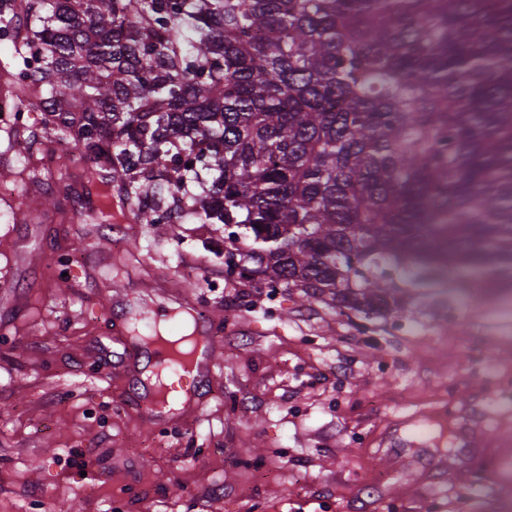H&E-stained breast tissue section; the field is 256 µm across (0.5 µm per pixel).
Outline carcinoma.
Returning a JSON list of instances; mask_svg holds the SVG:
<instances>
[{
	"mask_svg": "<svg viewBox=\"0 0 512 512\" xmlns=\"http://www.w3.org/2000/svg\"><path fill=\"white\" fill-rule=\"evenodd\" d=\"M0 65L41 112L8 146L62 143L140 224H234L230 270L367 317L386 268L512 272V0H0Z\"/></svg>",
	"mask_w": 512,
	"mask_h": 512,
	"instance_id": "obj_1",
	"label": "carcinoma"
}]
</instances>
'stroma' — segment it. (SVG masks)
Listing matches in <instances>:
<instances>
[{
  "instance_id": "35a3bbf8",
  "label": "stroma",
  "mask_w": 512,
  "mask_h": 512,
  "mask_svg": "<svg viewBox=\"0 0 512 512\" xmlns=\"http://www.w3.org/2000/svg\"><path fill=\"white\" fill-rule=\"evenodd\" d=\"M85 165L34 184L0 156V512H512V402L488 388L512 384L511 297L394 269L405 311L367 317L229 278L253 241L224 225L133 224L117 196L108 224L44 206L59 180L85 193ZM61 255L79 258L64 277ZM181 292L219 318L223 369L161 430L93 365L127 356L111 296L136 314Z\"/></svg>"
}]
</instances>
